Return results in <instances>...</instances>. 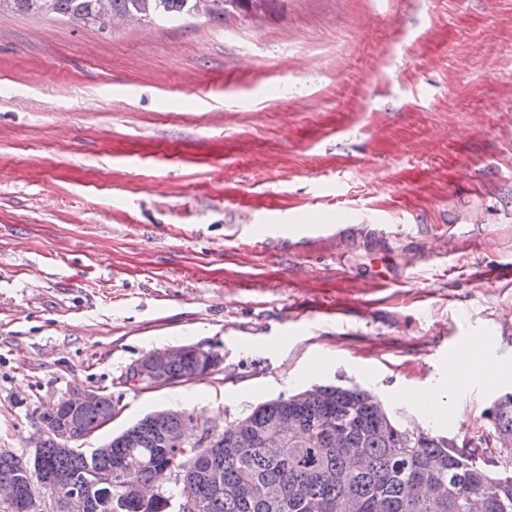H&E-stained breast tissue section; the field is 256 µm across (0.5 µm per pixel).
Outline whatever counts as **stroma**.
<instances>
[{
    "label": "stroma",
    "instance_id": "stroma-1",
    "mask_svg": "<svg viewBox=\"0 0 512 512\" xmlns=\"http://www.w3.org/2000/svg\"><path fill=\"white\" fill-rule=\"evenodd\" d=\"M512 0H277L258 24L0 13V452L117 396L216 430L314 386L478 446L512 378ZM217 372L121 383L171 346ZM446 399L430 421L406 399ZM484 348L485 340L483 337H468L462 350L459 352L457 358L458 365L464 369H473L482 377H498L502 374V369L498 364L481 356Z\"/></svg>",
    "mask_w": 512,
    "mask_h": 512
}]
</instances>
